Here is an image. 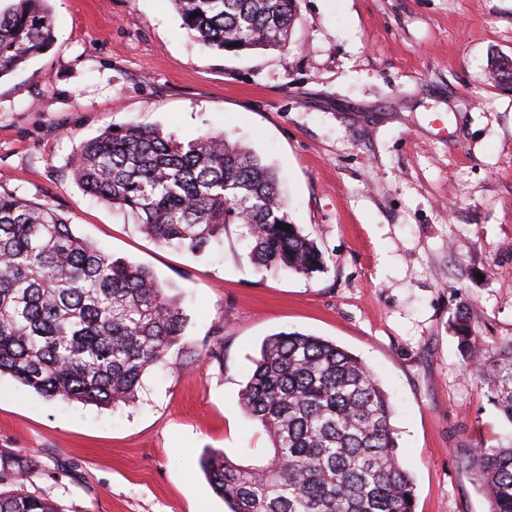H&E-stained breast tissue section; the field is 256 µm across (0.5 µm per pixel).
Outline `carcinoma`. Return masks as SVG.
<instances>
[{
	"label": "carcinoma",
	"instance_id": "cac0c4a2",
	"mask_svg": "<svg viewBox=\"0 0 512 512\" xmlns=\"http://www.w3.org/2000/svg\"><path fill=\"white\" fill-rule=\"evenodd\" d=\"M46 2L14 0L0 12V78L51 45ZM297 2L173 0L203 48L233 53L286 48ZM73 167L86 192L160 245L196 255L238 224L259 267L308 275L326 265L316 242L289 220L273 169L222 132L181 142L155 128L120 126L83 144ZM186 322L150 270L77 235L50 204L0 192V376L49 400L126 403L143 374L180 345ZM450 328L465 365L512 425V338L487 343L465 307ZM239 404L268 435L270 451L257 464L204 454L202 468L229 512H414L393 406L358 356L319 336L274 334ZM467 466L490 512H512V442L474 450ZM36 467L29 453L0 450V512H59L27 490Z\"/></svg>",
	"mask_w": 512,
	"mask_h": 512
}]
</instances>
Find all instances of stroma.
Here are the masks:
<instances>
[{"instance_id": "35a3bbf8", "label": "stroma", "mask_w": 512, "mask_h": 512, "mask_svg": "<svg viewBox=\"0 0 512 512\" xmlns=\"http://www.w3.org/2000/svg\"><path fill=\"white\" fill-rule=\"evenodd\" d=\"M53 43L0 79V191L173 287L180 349L133 402L47 400L0 377V450L38 461L62 512H228L202 455L261 460L239 406L263 340L312 334L361 358L395 407L415 512H488L466 461L512 436L449 323L512 337V0H298L287 50L205 51L171 0H49ZM135 122L221 132L273 167L292 223L324 251L309 276L256 268L237 225L205 252L162 247L83 191L79 146Z\"/></svg>"}]
</instances>
